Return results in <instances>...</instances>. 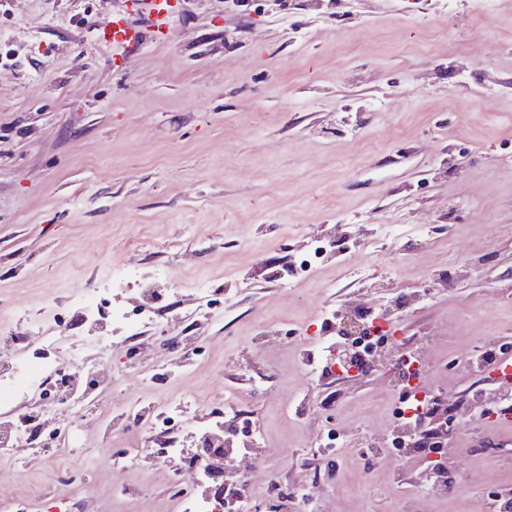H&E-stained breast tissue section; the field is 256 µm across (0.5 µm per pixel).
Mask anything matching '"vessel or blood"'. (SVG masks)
<instances>
[{
	"label": "vessel or blood",
	"instance_id": "b4317fda",
	"mask_svg": "<svg viewBox=\"0 0 512 512\" xmlns=\"http://www.w3.org/2000/svg\"><path fill=\"white\" fill-rule=\"evenodd\" d=\"M178 4L179 0H122L121 8L95 34L98 43L112 47L113 69H125L131 52L145 43L171 41Z\"/></svg>",
	"mask_w": 512,
	"mask_h": 512
}]
</instances>
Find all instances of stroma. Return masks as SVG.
<instances>
[{"instance_id": "stroma-1", "label": "stroma", "mask_w": 512, "mask_h": 512, "mask_svg": "<svg viewBox=\"0 0 512 512\" xmlns=\"http://www.w3.org/2000/svg\"><path fill=\"white\" fill-rule=\"evenodd\" d=\"M119 6L0 0V329L68 308L124 265L166 268L204 354L153 382L123 372L117 344L106 405L182 403L189 449L235 396L259 434L235 440L246 464L225 465L224 487L248 478L257 512L299 486L311 498L297 512H487L469 490L512 483V420L487 375L457 363L512 336V0H185L173 41L116 72L94 30ZM381 224L397 227L385 245ZM363 269L431 290L395 327L407 348L431 338L424 383L460 422L446 495L422 489L414 461L367 455L386 446L397 404L380 369L310 374L328 345L324 311L380 301ZM201 279L214 299L204 317ZM276 319L288 339L255 353ZM68 419L60 470L0 461L5 490L70 496L67 469L98 512H127L117 489L145 483L139 512H158L169 466L116 465L138 440Z\"/></svg>"}]
</instances>
